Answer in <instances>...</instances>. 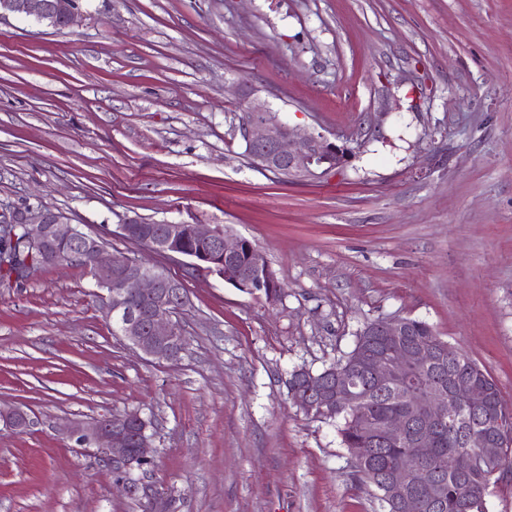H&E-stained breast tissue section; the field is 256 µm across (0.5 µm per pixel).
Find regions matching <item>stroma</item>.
I'll list each match as a JSON object with an SVG mask.
<instances>
[{
    "label": "stroma",
    "instance_id": "1",
    "mask_svg": "<svg viewBox=\"0 0 512 512\" xmlns=\"http://www.w3.org/2000/svg\"><path fill=\"white\" fill-rule=\"evenodd\" d=\"M72 28L0 21V201L34 199L185 287L187 345L141 359L89 274L0 281V512H142L61 428L139 412L141 476L175 512H379L331 423L291 401L373 319L410 316L512 406V0H80ZM346 145L292 184L255 168L243 90ZM131 220L229 225L277 307L124 238Z\"/></svg>",
    "mask_w": 512,
    "mask_h": 512
}]
</instances>
